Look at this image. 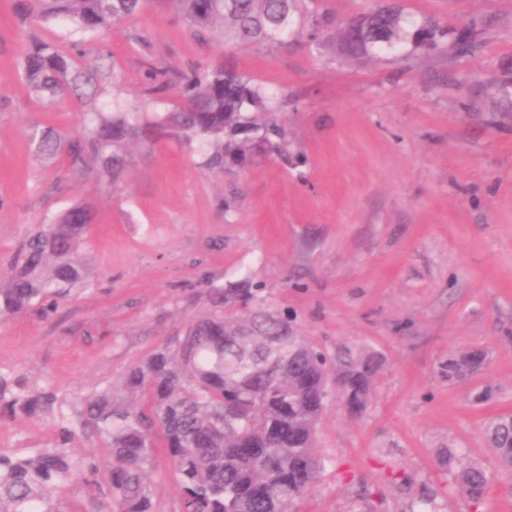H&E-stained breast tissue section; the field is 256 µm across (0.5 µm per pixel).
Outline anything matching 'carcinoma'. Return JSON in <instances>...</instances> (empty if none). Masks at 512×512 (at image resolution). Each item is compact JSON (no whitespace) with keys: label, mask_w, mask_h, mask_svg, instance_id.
<instances>
[{"label":"carcinoma","mask_w":512,"mask_h":512,"mask_svg":"<svg viewBox=\"0 0 512 512\" xmlns=\"http://www.w3.org/2000/svg\"><path fill=\"white\" fill-rule=\"evenodd\" d=\"M181 13L193 36L206 42L219 32L238 45H281L295 32V14L308 20L315 46L331 18L317 0H165ZM146 0H17V9L48 24L71 23L75 34H96L137 14ZM485 25L473 17L457 32L425 17L409 19L399 0H379L351 17L337 33L340 51L372 58L381 49L403 46L431 52L452 43L455 53L472 55L484 43ZM23 77L39 96L76 94L92 85L93 73L77 66L54 41H38L23 59ZM145 92H172L179 104L151 124L138 121L129 103L100 116L85 135L63 138L46 130L36 143L45 159L65 155L70 169H89L119 182L131 147L173 136L186 146L204 141V166L222 171L260 157L288 162L287 134L276 119L280 99L232 68L207 63L171 74L147 64ZM91 214L76 204L29 233L0 282V317L39 307L47 313L57 299L88 284L86 267L75 259L90 232ZM209 308L189 320L172 347L155 350L126 371L120 385L94 389L80 398L82 433L110 448L106 469L91 458L73 457L76 432L62 428L57 442L25 456L0 452V512H65L53 493L81 480L93 499L108 495L109 512H154L146 480L155 441L173 462L182 489V512H293L311 493L324 468L315 446L329 385L346 411L360 415L371 400L374 356L349 350L327 353L266 303L263 289L246 282L206 291ZM275 341L285 355L271 352ZM482 362L465 352L448 359V379ZM0 403L65 419L50 389L16 393L0 375ZM497 461L512 471V414L487 426ZM469 496L478 500L490 476L477 465L459 472Z\"/></svg>","instance_id":"obj_1"}]
</instances>
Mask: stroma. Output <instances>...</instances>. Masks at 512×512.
Masks as SVG:
<instances>
[{
	"label": "stroma",
	"instance_id": "obj_1",
	"mask_svg": "<svg viewBox=\"0 0 512 512\" xmlns=\"http://www.w3.org/2000/svg\"><path fill=\"white\" fill-rule=\"evenodd\" d=\"M411 18L488 29L481 52L451 48L376 58L309 49L238 47L194 38L164 0L87 38L78 64L98 67L93 98L32 93L21 62L33 43L69 47L70 27L20 15L0 0V277L19 242L74 204L92 229L79 249L90 284L48 316L0 319V374L53 389L64 413L93 388L174 343L207 308L205 289L247 279L329 351L376 354L365 413L329 396L316 445L330 463L295 512H512V472L487 441L512 414V0H402ZM170 71L223 64L284 99L278 114L302 164L269 157L232 173L173 137L134 149L119 184L65 159L37 157L32 134L85 132L94 113L137 102L144 115L176 98L144 95L146 62ZM233 199L225 209V199ZM483 366L449 382L451 355ZM55 420L0 407V450L52 444ZM443 448L493 480L473 502L438 461ZM154 512H181L166 449L153 451Z\"/></svg>",
	"mask_w": 512,
	"mask_h": 512
}]
</instances>
